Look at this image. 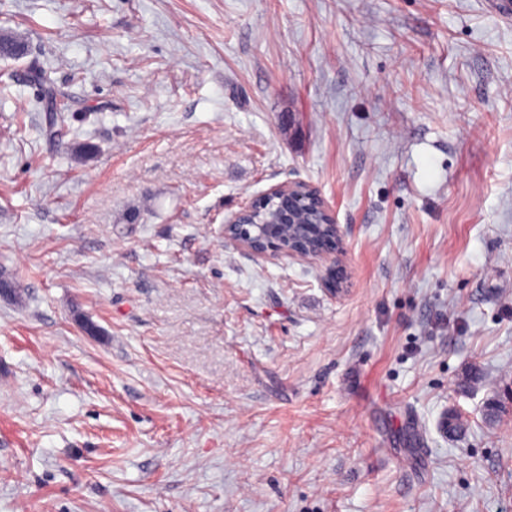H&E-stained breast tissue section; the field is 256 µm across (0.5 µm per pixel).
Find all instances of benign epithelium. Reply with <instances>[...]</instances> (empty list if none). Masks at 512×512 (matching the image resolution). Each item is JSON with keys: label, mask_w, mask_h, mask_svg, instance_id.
<instances>
[{"label": "benign epithelium", "mask_w": 512, "mask_h": 512, "mask_svg": "<svg viewBox=\"0 0 512 512\" xmlns=\"http://www.w3.org/2000/svg\"><path fill=\"white\" fill-rule=\"evenodd\" d=\"M307 199L319 208L326 227L322 235H309L311 210L301 204ZM224 244L255 256L297 255L332 257L323 283L332 293L343 291L345 275L341 263L343 243L336 219L318 190L303 182L271 187L239 210L224 217Z\"/></svg>", "instance_id": "obj_1"}]
</instances>
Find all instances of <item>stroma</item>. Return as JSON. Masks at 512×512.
Returning a JSON list of instances; mask_svg holds the SVG:
<instances>
[{
	"mask_svg": "<svg viewBox=\"0 0 512 512\" xmlns=\"http://www.w3.org/2000/svg\"><path fill=\"white\" fill-rule=\"evenodd\" d=\"M2 30L0 512H512V15L0 0ZM291 181L341 295L224 243Z\"/></svg>",
	"mask_w": 512,
	"mask_h": 512,
	"instance_id": "1",
	"label": "stroma"
}]
</instances>
